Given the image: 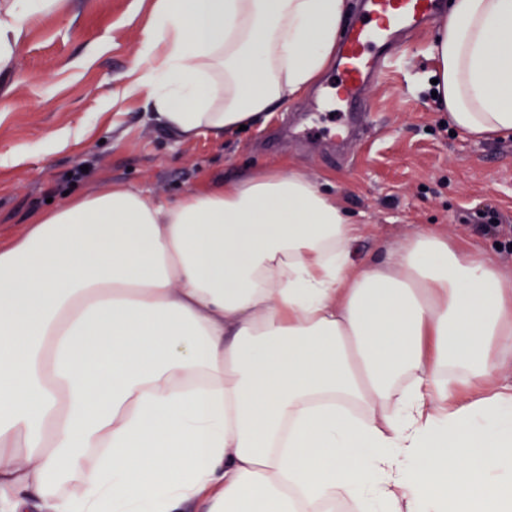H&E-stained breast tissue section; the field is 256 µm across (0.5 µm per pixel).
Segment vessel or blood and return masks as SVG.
Returning <instances> with one entry per match:
<instances>
[{
  "instance_id": "b4317fda",
  "label": "vessel or blood",
  "mask_w": 512,
  "mask_h": 512,
  "mask_svg": "<svg viewBox=\"0 0 512 512\" xmlns=\"http://www.w3.org/2000/svg\"><path fill=\"white\" fill-rule=\"evenodd\" d=\"M437 0H363L360 18L342 35L337 99L357 103L369 80H383L389 72L385 60L389 38L398 29L432 20Z\"/></svg>"
}]
</instances>
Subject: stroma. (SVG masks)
I'll return each instance as SVG.
<instances>
[{
    "mask_svg": "<svg viewBox=\"0 0 512 512\" xmlns=\"http://www.w3.org/2000/svg\"><path fill=\"white\" fill-rule=\"evenodd\" d=\"M150 8L151 0H68L65 14L39 18L14 70L0 73V151L18 146L28 155L22 166H0L1 234L22 232L66 191L91 192L105 180L169 200L209 181L296 165L365 225L358 255L380 256L429 225L512 274V139L451 130L427 79L433 28L410 33L388 79L366 89L369 132L350 163L323 139L331 121L310 93L286 111L307 132L278 133L276 112L222 141H180L144 98L113 101ZM63 130L74 137L60 149L52 136ZM489 213L497 228L481 231Z\"/></svg>",
    "mask_w": 512,
    "mask_h": 512,
    "instance_id": "stroma-1",
    "label": "stroma"
}]
</instances>
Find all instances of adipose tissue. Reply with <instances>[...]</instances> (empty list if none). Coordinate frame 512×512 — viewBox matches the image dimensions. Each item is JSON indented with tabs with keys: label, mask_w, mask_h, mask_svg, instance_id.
Returning <instances> with one entry per match:
<instances>
[{
	"label": "adipose tissue",
	"mask_w": 512,
	"mask_h": 512,
	"mask_svg": "<svg viewBox=\"0 0 512 512\" xmlns=\"http://www.w3.org/2000/svg\"><path fill=\"white\" fill-rule=\"evenodd\" d=\"M67 0H0V72ZM350 0H153L124 92L221 141L309 91ZM439 102L512 137V0H447ZM299 167L122 183L0 235V512H512V283Z\"/></svg>",
	"instance_id": "1"
}]
</instances>
